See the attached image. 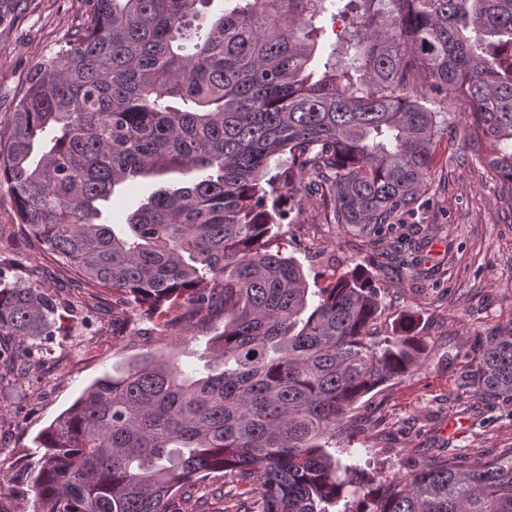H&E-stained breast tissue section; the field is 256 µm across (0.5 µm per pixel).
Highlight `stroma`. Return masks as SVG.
Listing matches in <instances>:
<instances>
[{"instance_id": "1", "label": "stroma", "mask_w": 512, "mask_h": 512, "mask_svg": "<svg viewBox=\"0 0 512 512\" xmlns=\"http://www.w3.org/2000/svg\"><path fill=\"white\" fill-rule=\"evenodd\" d=\"M81 11L80 0H0L1 122L9 121L35 66L78 27ZM437 108L446 112L448 130L436 145L422 222L385 227L373 243L359 228L324 223L320 204L300 191L284 200L290 214L279 226L285 253L317 285L357 266L375 273V336L400 332L408 319L425 344L420 365L358 404L350 445L376 479L397 478L445 448L475 459L512 453V402L481 398L474 384L482 336L512 323V205L489 168L472 159L462 108ZM159 185L153 178L123 184L101 202L102 222L123 230ZM14 214V197L1 186L0 279L37 282L74 312L69 335L53 337L38 370L0 380V507L35 512L29 486L12 478L41 456L36 436L91 382L143 353L172 355L185 376L206 374L208 341L224 322L196 317L183 336L146 318L113 331L111 293L87 287L52 260L31 261Z\"/></svg>"}]
</instances>
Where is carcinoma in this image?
<instances>
[{
	"instance_id": "cac0c4a2",
	"label": "carcinoma",
	"mask_w": 512,
	"mask_h": 512,
	"mask_svg": "<svg viewBox=\"0 0 512 512\" xmlns=\"http://www.w3.org/2000/svg\"><path fill=\"white\" fill-rule=\"evenodd\" d=\"M207 2L82 0L0 126V185L34 254L128 310L224 318L206 375L147 353L37 436V512H173L214 473L217 502L259 490L243 512H512V457L448 452L376 483L336 448L360 400L424 348L408 326L371 335L373 273L312 292L275 232L298 173L327 224L377 238L418 215L442 130L420 77L464 109V139L512 206V0H339L323 62L325 0H232L202 33ZM170 173L192 178L154 192L124 234L98 222L117 186ZM59 308L36 282L0 280V367L39 369L26 342L67 332ZM477 384L512 401L511 326L482 338ZM336 0H327L326 5L328 7V12L324 15V17L319 21L320 26H324L326 32L321 36L320 40V56L323 59H326L330 54L333 48L336 45V29H341L343 24L341 22H337L334 27H332L331 22V13L336 12V7L332 4H335ZM334 30V31H333Z\"/></svg>"
}]
</instances>
